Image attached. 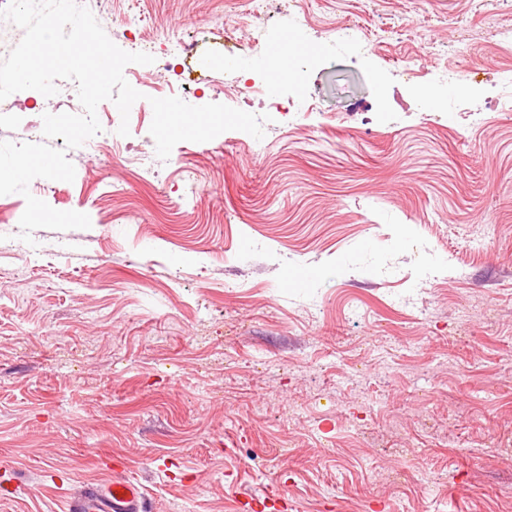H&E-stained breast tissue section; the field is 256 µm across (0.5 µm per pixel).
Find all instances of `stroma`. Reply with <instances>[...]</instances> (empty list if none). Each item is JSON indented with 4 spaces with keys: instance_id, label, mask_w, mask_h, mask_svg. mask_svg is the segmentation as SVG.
Segmentation results:
<instances>
[{
    "instance_id": "stroma-1",
    "label": "stroma",
    "mask_w": 512,
    "mask_h": 512,
    "mask_svg": "<svg viewBox=\"0 0 512 512\" xmlns=\"http://www.w3.org/2000/svg\"><path fill=\"white\" fill-rule=\"evenodd\" d=\"M88 7L125 51L154 32V62L128 67L129 136L102 102L103 149L29 185L90 228L25 243L0 196V512H66L118 464L150 512L276 482L287 512H512V0ZM166 32L195 45L182 75ZM245 67L304 98L239 104ZM174 95L271 120L162 161L149 100ZM49 109L0 112V141H43Z\"/></svg>"
}]
</instances>
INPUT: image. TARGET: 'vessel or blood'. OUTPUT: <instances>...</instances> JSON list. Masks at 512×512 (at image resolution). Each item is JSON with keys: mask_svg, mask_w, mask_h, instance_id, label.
I'll return each instance as SVG.
<instances>
[{"mask_svg": "<svg viewBox=\"0 0 512 512\" xmlns=\"http://www.w3.org/2000/svg\"><path fill=\"white\" fill-rule=\"evenodd\" d=\"M286 500L281 488H274L269 495L241 501L242 512H272ZM145 496L140 487L123 475L108 478L102 486L84 488L68 501L69 512H145Z\"/></svg>", "mask_w": 512, "mask_h": 512, "instance_id": "obj_1", "label": "vessel or blood"}]
</instances>
